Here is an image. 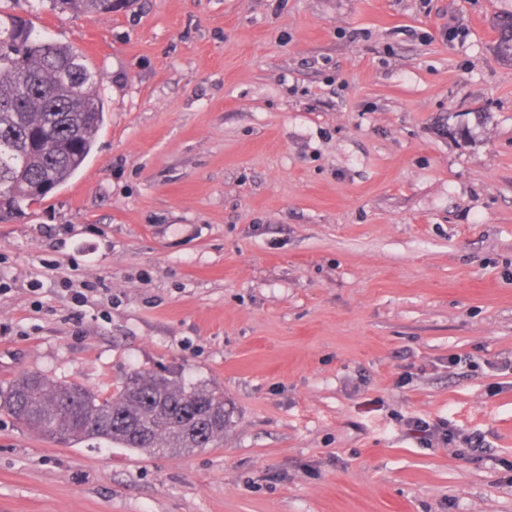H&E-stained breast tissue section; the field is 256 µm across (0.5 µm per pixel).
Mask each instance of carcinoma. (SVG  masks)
<instances>
[{
    "label": "carcinoma",
    "instance_id": "cac0c4a2",
    "mask_svg": "<svg viewBox=\"0 0 512 512\" xmlns=\"http://www.w3.org/2000/svg\"><path fill=\"white\" fill-rule=\"evenodd\" d=\"M108 13L109 0H51ZM496 49L512 59V14L494 21ZM101 78L72 45L0 9V221L42 202L85 164L104 123ZM0 410L61 442L118 443L150 454L208 448L232 414L224 393L135 371L114 392L26 373L0 387Z\"/></svg>",
    "mask_w": 512,
    "mask_h": 512
}]
</instances>
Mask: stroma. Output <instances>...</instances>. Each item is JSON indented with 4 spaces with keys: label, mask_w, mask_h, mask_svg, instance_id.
<instances>
[{
    "label": "stroma",
    "mask_w": 512,
    "mask_h": 512,
    "mask_svg": "<svg viewBox=\"0 0 512 512\" xmlns=\"http://www.w3.org/2000/svg\"><path fill=\"white\" fill-rule=\"evenodd\" d=\"M29 3L105 123L0 223V386L157 372L232 425L153 455L0 413V512H512V0ZM53 7L68 9L76 13H108L109 0H51ZM494 27L499 32L496 49L505 58L512 59V14L500 16L494 21Z\"/></svg>",
    "instance_id": "stroma-1"
}]
</instances>
